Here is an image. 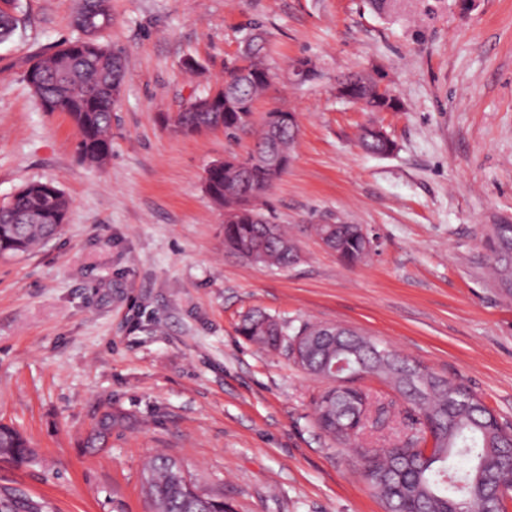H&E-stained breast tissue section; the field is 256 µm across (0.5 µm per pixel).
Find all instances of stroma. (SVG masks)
Instances as JSON below:
<instances>
[{
  "instance_id": "obj_1",
  "label": "stroma",
  "mask_w": 512,
  "mask_h": 512,
  "mask_svg": "<svg viewBox=\"0 0 512 512\" xmlns=\"http://www.w3.org/2000/svg\"><path fill=\"white\" fill-rule=\"evenodd\" d=\"M78 0H17L0 43V204L32 181L70 202L62 233L0 258V422L35 462L0 458V498L45 512H149L144 462L180 459L235 512H385L315 424L325 381L238 328L251 312L281 323H338L468 387L512 423V296L486 273L489 225L512 224V0H112L102 39L126 77L112 153L80 159L65 113L43 111L30 57L75 38ZM272 80L236 138L164 124L221 84L250 23ZM312 62V79L291 67ZM380 68L398 112H366L336 80ZM294 112L292 162L263 199L287 225L297 263L269 268L224 250V211L208 166L246 157L267 112ZM396 144L377 157L365 124ZM346 221L374 240L341 262L313 231ZM127 419L107 448L80 442L105 408Z\"/></svg>"
}]
</instances>
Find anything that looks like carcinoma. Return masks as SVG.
Listing matches in <instances>:
<instances>
[{
    "label": "carcinoma",
    "mask_w": 512,
    "mask_h": 512,
    "mask_svg": "<svg viewBox=\"0 0 512 512\" xmlns=\"http://www.w3.org/2000/svg\"><path fill=\"white\" fill-rule=\"evenodd\" d=\"M0 8V42L17 28L12 9L15 0H4ZM36 74L27 80L37 101L59 105L79 132L78 155L91 163H103L112 152V50L101 41L85 44L82 33L49 53H38ZM247 75L231 76L228 91L232 101L215 102L211 112H195L187 106L178 113L177 123L189 131L201 126L224 124V133L233 138L247 128L238 105L255 99L267 88V66L261 59L249 61ZM344 98L369 112L401 109L400 101L388 91L380 92L371 76L344 77ZM277 125V142L268 139V128ZM298 125L288 121V113L274 110L266 114L255 149L240 163V172L214 168L209 171L208 196L220 207L235 210L234 219L224 224V248L254 264L284 267L299 259L295 241L281 225L275 224L257 207L273 186L272 174L258 158L274 151L284 161L292 157ZM363 149L387 156L393 141L380 135L376 126L363 127ZM69 202L52 182H31L0 205V256L31 254L60 233ZM322 242L346 264H355L372 251V241L358 224H318ZM495 284L512 295V224H494L486 240ZM254 345L269 351L281 348L294 354L291 342L303 340L304 350L297 364L307 373L328 380L330 374L353 372L374 375L391 384L420 415V425L432 433L430 455L411 451L414 444L373 448L362 459V475L388 512H497L503 502L486 492L485 480L494 476L512 488V428L499 421L468 388L454 384L427 368L396 354L383 358L384 350L369 337L360 339L347 330L308 321L298 326L276 327L271 316L254 312L239 328ZM367 395L356 387L338 391L330 386L315 401V423L338 444L356 439L362 419L356 407ZM119 420L106 411L98 418L86 447L105 444ZM469 461L463 469L448 468V457ZM0 457L22 465L34 458L29 441L16 429L0 424ZM143 492L150 512H230L224 494L199 489L179 461L152 458L143 470Z\"/></svg>",
    "instance_id": "obj_1"
}]
</instances>
